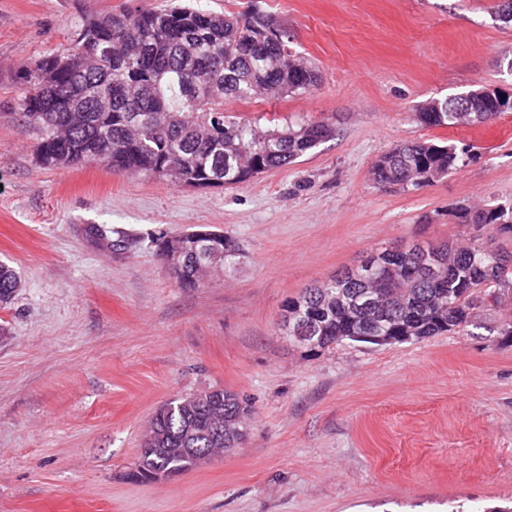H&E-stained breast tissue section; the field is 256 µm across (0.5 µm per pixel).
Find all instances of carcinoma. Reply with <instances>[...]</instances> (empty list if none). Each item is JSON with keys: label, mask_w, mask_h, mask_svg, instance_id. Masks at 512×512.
Returning a JSON list of instances; mask_svg holds the SVG:
<instances>
[{"label": "carcinoma", "mask_w": 512, "mask_h": 512, "mask_svg": "<svg viewBox=\"0 0 512 512\" xmlns=\"http://www.w3.org/2000/svg\"><path fill=\"white\" fill-rule=\"evenodd\" d=\"M23 88V117L42 132L41 164L76 167L97 162L114 171L171 177L206 188L212 178L241 184L264 171L286 167L336 134L333 125L310 122L275 126L258 133L250 122L224 113V104L262 93L290 96L316 87L315 69L288 51V33L258 12L221 14L191 4L166 10L137 9L97 14L75 24L67 47L42 56L17 75ZM512 112V96L469 92L468 109L448 111L431 101L418 112L429 127H453L466 120L484 123ZM473 158L472 147L427 141L400 144L380 156L374 180L384 190L420 186L459 169ZM463 226H495L512 233V204L456 209ZM180 251L182 288H198L210 272L195 261L212 246L223 265L241 255L239 243L217 233L199 240L194 232L172 237ZM436 272H431V267ZM17 272L0 264V304L18 290ZM512 296V254L491 237H473L460 248H388L359 265L302 290L285 305L313 323L324 350L358 336H411L421 340L471 321L479 295ZM221 398L219 407L207 403ZM224 442L211 433L216 415ZM247 405L222 388L181 396L158 410L152 425L162 444L138 457L126 473L134 482L170 479L220 448L237 447L236 427L246 422ZM167 448H199L198 454L170 458Z\"/></svg>", "instance_id": "obj_1"}]
</instances>
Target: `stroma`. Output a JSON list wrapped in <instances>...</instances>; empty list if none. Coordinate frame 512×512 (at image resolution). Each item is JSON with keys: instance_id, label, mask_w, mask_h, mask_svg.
<instances>
[{"instance_id": "1", "label": "stroma", "mask_w": 512, "mask_h": 512, "mask_svg": "<svg viewBox=\"0 0 512 512\" xmlns=\"http://www.w3.org/2000/svg\"><path fill=\"white\" fill-rule=\"evenodd\" d=\"M167 0H0V512H512V341L506 307L461 331L312 351L284 305L371 253L465 238L456 205L512 202V112L428 127L433 100L512 93L499 0H198L271 16L320 75L310 93L226 108L259 128L307 120L336 135L238 186L184 188L96 164L42 166L16 73L67 46L86 14ZM473 145L432 184L383 191L395 145ZM123 231L100 246L89 226ZM205 226L239 262L179 287L153 243ZM249 407L246 444L169 480L134 483L156 410L205 388ZM20 279L17 272L6 264H0V304L10 303L18 290Z\"/></svg>"}]
</instances>
